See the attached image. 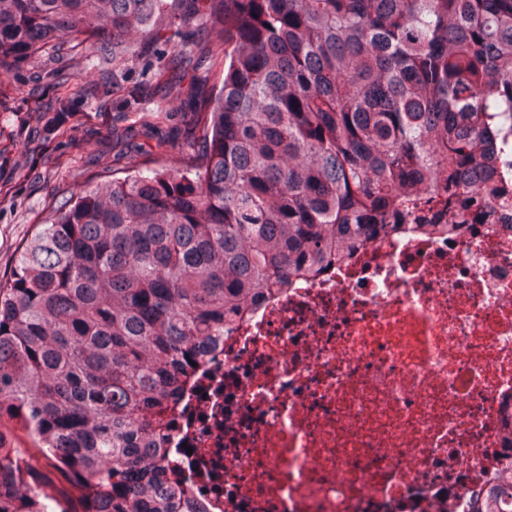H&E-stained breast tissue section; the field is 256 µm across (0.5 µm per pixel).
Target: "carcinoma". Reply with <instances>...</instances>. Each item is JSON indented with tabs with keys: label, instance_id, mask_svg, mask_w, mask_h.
Returning a JSON list of instances; mask_svg holds the SVG:
<instances>
[{
	"label": "carcinoma",
	"instance_id": "1",
	"mask_svg": "<svg viewBox=\"0 0 512 512\" xmlns=\"http://www.w3.org/2000/svg\"><path fill=\"white\" fill-rule=\"evenodd\" d=\"M162 30L178 67L223 35L202 163L84 190L0 280V415L104 488L92 512H178L147 414L248 305L424 201L512 193V0H0V70L85 33L119 79ZM13 447L0 426V512Z\"/></svg>",
	"mask_w": 512,
	"mask_h": 512
}]
</instances>
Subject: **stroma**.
Here are the masks:
<instances>
[{
  "instance_id": "35a3bbf8",
  "label": "stroma",
  "mask_w": 512,
  "mask_h": 512,
  "mask_svg": "<svg viewBox=\"0 0 512 512\" xmlns=\"http://www.w3.org/2000/svg\"><path fill=\"white\" fill-rule=\"evenodd\" d=\"M170 54L140 59L121 80L111 64L73 36L63 48L28 57L0 76V277L49 214L136 162L176 159L193 167L204 149V116L193 105L224 81V46L197 66L174 70ZM59 73L48 81V73ZM143 104L124 106L132 90Z\"/></svg>"
}]
</instances>
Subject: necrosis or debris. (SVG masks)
Returning <instances> with one entry per match:
<instances>
[{
    "label": "necrosis or debris",
    "mask_w": 512,
    "mask_h": 512,
    "mask_svg": "<svg viewBox=\"0 0 512 512\" xmlns=\"http://www.w3.org/2000/svg\"><path fill=\"white\" fill-rule=\"evenodd\" d=\"M483 223L404 224L271 291L188 372L170 409L165 482L184 512H468L512 477V204ZM25 512L78 510L32 482L66 464L18 451Z\"/></svg>",
    "instance_id": "obj_1"
}]
</instances>
